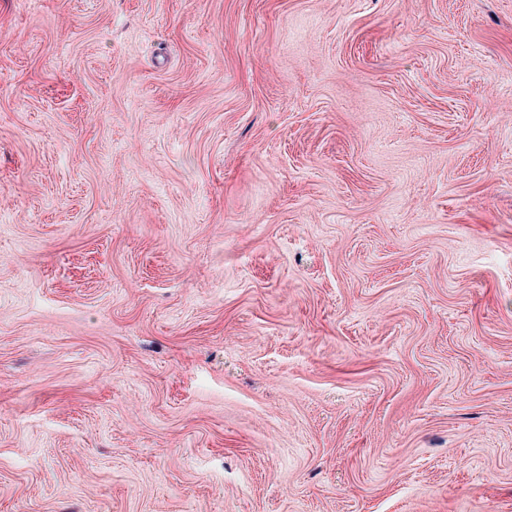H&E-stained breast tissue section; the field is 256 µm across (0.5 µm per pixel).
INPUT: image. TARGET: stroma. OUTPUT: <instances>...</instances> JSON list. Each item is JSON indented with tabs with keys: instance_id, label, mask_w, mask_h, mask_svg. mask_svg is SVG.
I'll return each instance as SVG.
<instances>
[{
	"instance_id": "1",
	"label": "stroma",
	"mask_w": 512,
	"mask_h": 512,
	"mask_svg": "<svg viewBox=\"0 0 512 512\" xmlns=\"http://www.w3.org/2000/svg\"><path fill=\"white\" fill-rule=\"evenodd\" d=\"M0 512H512V0H0Z\"/></svg>"
}]
</instances>
